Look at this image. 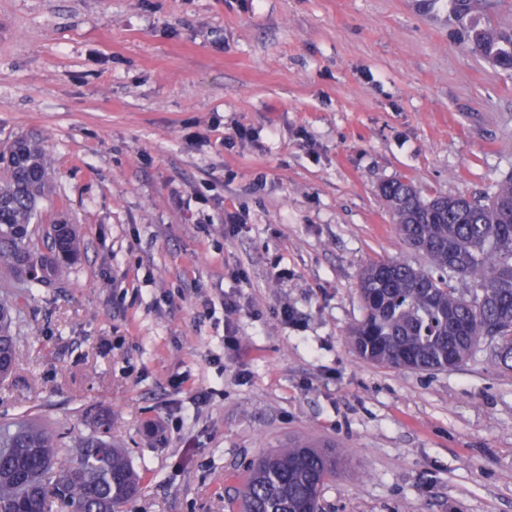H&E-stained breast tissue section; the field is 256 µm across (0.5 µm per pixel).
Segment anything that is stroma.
<instances>
[{
    "instance_id": "stroma-1",
    "label": "stroma",
    "mask_w": 512,
    "mask_h": 512,
    "mask_svg": "<svg viewBox=\"0 0 512 512\" xmlns=\"http://www.w3.org/2000/svg\"><path fill=\"white\" fill-rule=\"evenodd\" d=\"M454 29L447 0H0V148L42 144L39 220L81 239L53 286L12 288L0 421L121 445L131 512H229L294 439L344 459L323 512H512L486 343L428 373L349 341L362 268L422 262L380 186L480 198L512 173V74Z\"/></svg>"
}]
</instances>
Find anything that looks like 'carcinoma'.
<instances>
[{"label": "carcinoma", "instance_id": "carcinoma-1", "mask_svg": "<svg viewBox=\"0 0 512 512\" xmlns=\"http://www.w3.org/2000/svg\"><path fill=\"white\" fill-rule=\"evenodd\" d=\"M496 0H449V13L470 50L512 72V29L492 23ZM51 191L48 157L36 140L22 154L0 151V270L24 277L22 263H37L41 248H57L58 262L37 270L32 283L50 286L80 255L75 225L56 237L37 220L38 202ZM393 223L425 266L404 258L371 262L361 272L363 316L351 328L357 354L380 366L417 371L457 368L477 341L493 340L492 362L512 368V176L481 199L424 198L410 182L381 185ZM477 281L465 297L450 281ZM16 301L0 295V354L17 364L13 324ZM338 474L336 452L303 441L272 450L249 467L233 499L238 512H319V495ZM144 474L118 445L95 435L74 444L56 430L22 417L0 425V512H52L61 500L75 512H124Z\"/></svg>", "mask_w": 512, "mask_h": 512}]
</instances>
